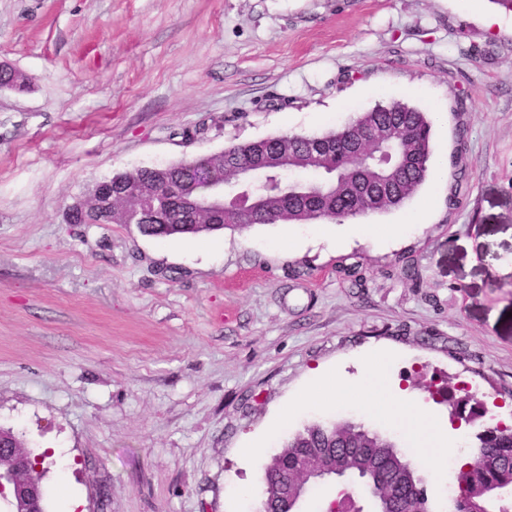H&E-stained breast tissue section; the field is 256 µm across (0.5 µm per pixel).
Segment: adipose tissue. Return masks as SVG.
I'll return each mask as SVG.
<instances>
[{
  "label": "adipose tissue",
  "mask_w": 512,
  "mask_h": 512,
  "mask_svg": "<svg viewBox=\"0 0 512 512\" xmlns=\"http://www.w3.org/2000/svg\"><path fill=\"white\" fill-rule=\"evenodd\" d=\"M363 361L367 376L359 390H352L342 380L321 372L314 379L313 390L304 392L294 401L293 410L330 406L356 392L362 398L364 408L378 412L392 422L406 425L423 455L439 458L452 454V443L443 436L424 409L412 403L390 382L380 381L381 371L389 363L388 354L369 353L364 355Z\"/></svg>",
  "instance_id": "obj_1"
}]
</instances>
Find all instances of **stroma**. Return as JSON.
<instances>
[{"label": "stroma", "mask_w": 512, "mask_h": 512, "mask_svg": "<svg viewBox=\"0 0 512 512\" xmlns=\"http://www.w3.org/2000/svg\"><path fill=\"white\" fill-rule=\"evenodd\" d=\"M1 65L29 86L0 88V428L43 457L46 512H260L263 464L335 421L393 442L428 512H453L459 466L419 456L404 426L355 397L286 409L315 370L354 383L363 353L388 348V379L450 427L457 455L512 425V13L490 0H0ZM393 100L445 115L440 172L361 218L406 225L399 238L333 246L302 224L152 238L65 220L115 174L322 133ZM466 392L487 406L470 423L451 404Z\"/></svg>", "instance_id": "35a3bbf8"}]
</instances>
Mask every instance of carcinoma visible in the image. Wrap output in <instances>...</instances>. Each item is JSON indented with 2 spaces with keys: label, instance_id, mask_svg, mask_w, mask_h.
I'll use <instances>...</instances> for the list:
<instances>
[{
  "label": "carcinoma",
  "instance_id": "1",
  "mask_svg": "<svg viewBox=\"0 0 512 512\" xmlns=\"http://www.w3.org/2000/svg\"><path fill=\"white\" fill-rule=\"evenodd\" d=\"M0 86L23 91L27 84L22 74L3 68ZM367 128L388 132L383 149L402 162L395 173L388 170L386 157L374 155L372 145L360 138ZM311 140L326 145L324 154L313 157L305 150ZM432 155V123L426 113L404 102L390 101L320 135L284 134L232 144L214 156L119 173L112 177V187L121 184L130 195L138 186L179 183L198 193L204 183L232 179L243 169L265 174L260 206L199 215L178 196L164 219L138 225L142 234L151 237L242 230L255 224L341 222L403 206L425 182ZM68 212L72 224H84L92 218L86 202L74 203ZM285 447L290 460L316 459L336 449L351 455L361 469L354 480L372 488L377 512H408L410 501L426 499L415 475L408 485L391 484V473L405 462L394 444L351 423L308 427L288 439ZM510 493L512 436H490L479 461L460 473L454 512H471L473 507L492 512L502 507L512 510Z\"/></svg>",
  "mask_w": 512,
  "mask_h": 512
}]
</instances>
